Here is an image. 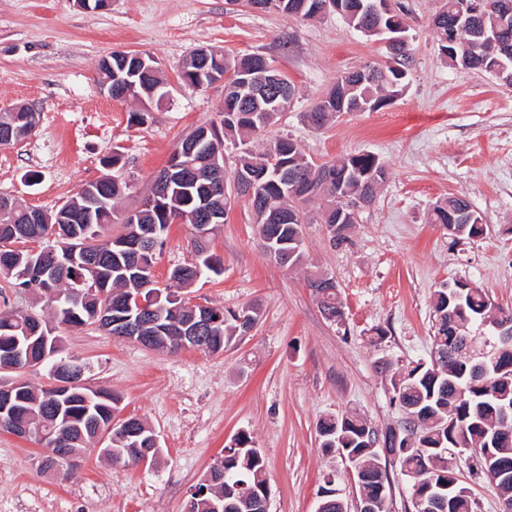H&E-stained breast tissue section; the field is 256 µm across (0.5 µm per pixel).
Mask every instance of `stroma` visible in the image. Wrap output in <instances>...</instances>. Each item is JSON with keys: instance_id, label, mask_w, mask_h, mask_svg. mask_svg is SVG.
Instances as JSON below:
<instances>
[{"instance_id": "stroma-1", "label": "stroma", "mask_w": 512, "mask_h": 512, "mask_svg": "<svg viewBox=\"0 0 512 512\" xmlns=\"http://www.w3.org/2000/svg\"><path fill=\"white\" fill-rule=\"evenodd\" d=\"M411 45L410 78L377 111L346 112L322 129L304 119L343 72L390 59L384 37H365L333 13L304 20L257 12L245 0H111L102 10L75 0H0V107L38 117L26 139L0 147V195L56 210L101 161L122 155L127 210L148 193L177 144L217 120L223 84L195 89L179 78L184 60L210 46L231 59L261 54L296 88L281 118L249 141L253 150L291 138L312 162L354 152L388 169L376 201L332 244L324 224L302 225L304 262L289 268L264 250L251 207L236 199L209 243L223 270L195 282L192 302L227 311L254 304V329L224 351L151 350L86 326L62 329L64 353L91 386L112 391L122 414L160 440L150 468L86 454L70 474L40 472L44 444L0 431V512H183L222 449L248 435L265 459L268 512H315L325 476L338 478L347 512L360 496L351 467L323 451L321 418L350 413L378 431L400 428L392 378L433 351L432 299L441 284L467 281L512 310V86L450 65L432 19L439 0H401ZM152 56L167 89L159 101L115 100L97 83L113 51ZM144 121H137V113ZM465 197L482 237L457 241L431 221L437 200ZM191 225L171 224L154 274L195 260ZM333 277L344 324L325 319L309 272Z\"/></svg>"}]
</instances>
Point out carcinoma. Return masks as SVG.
I'll use <instances>...</instances> for the list:
<instances>
[{
    "mask_svg": "<svg viewBox=\"0 0 512 512\" xmlns=\"http://www.w3.org/2000/svg\"><path fill=\"white\" fill-rule=\"evenodd\" d=\"M512 0H481L485 4L478 13L469 16L467 10L475 0H443L434 15L432 25L436 31L438 50L452 65L465 70L489 72L491 65L503 69V77L512 74V8L505 2ZM285 8L303 19L313 18L312 9L318 0H284ZM342 18L354 28L369 33L375 26L388 27V17L372 11L374 0H340ZM494 31L501 40V53L493 63L483 45V31ZM395 65L376 62L365 64L372 77L363 81L353 79L346 86L340 82L328 91L330 108L314 103L306 113L308 122L316 129L326 125L328 119L339 111L366 112L384 107L390 92L400 87L408 77L410 51L391 49ZM264 56L253 54L238 61L223 59L224 71H247L260 64ZM162 84L158 72L145 79L136 80V87L124 98H148L144 87ZM288 106L274 107L263 101L253 106L251 118L231 117L240 112L232 102V93L224 94L218 113L220 125L207 127V138L196 143L194 133L179 142L166 169H171L178 155L192 164L193 172L186 179H173L161 203L151 208H134L123 212L120 230L113 235L111 247L91 233L90 228L104 229L111 226L116 213L115 205L123 198L124 187L118 171L121 157L115 153L105 165L112 168L96 181L83 185L65 206L53 213L37 208L17 206L0 211V231L14 232L29 241H40L55 236L54 244L35 254L31 249L17 251L7 262H0V281L8 287L28 290L30 275L36 273L41 253L57 249L69 252L65 263L58 266L54 280L38 288L47 297L53 311L54 322L69 328L99 323V313L113 299L128 301L137 306V298L153 299L156 313L152 320L142 322L141 334L162 340L172 333L177 324L196 318L189 301L180 289L192 285L207 272L220 273L219 262L209 254V239L196 238V262L177 266L169 274L171 286L160 287L154 276V254L163 244L170 224L180 218L191 226L199 224L202 201H208L212 213L227 216L229 207L224 194L211 193L217 183L225 180L211 164L214 152H224V136L232 134L245 146L239 158V168L256 176L252 190H243L252 210L264 206L272 209L294 210L301 220L293 224H257L260 238H269L264 244L268 254L278 263L296 266L303 262L304 253L300 225L313 221L312 207L321 211V220L338 226L335 244L350 239V224H336L338 197L366 195L376 197L377 187L386 180L387 169L373 154L351 153L336 161L316 165L286 138L268 143L262 151L247 148L246 137L264 130L274 123ZM93 194L110 197L109 206L102 211L86 215V221L72 223L70 217L83 214L87 198ZM470 205L461 196H449L435 203L432 223L450 229L454 239H473L484 235L485 224L481 217L469 219ZM156 230V241L139 252L131 261H125L120 244L135 240L147 229ZM320 308L336 314L338 324H343L344 304L341 294L330 293L318 298ZM492 307L489 295L481 288H469L460 281L445 284L434 291L433 347L443 351L437 361L411 364L392 382L393 399L399 404L417 407L423 422L418 424L405 419L400 428L403 437L395 440V433L388 431L384 440L398 443L392 460L399 464L400 474L408 480L409 489H437L438 485L456 480L453 462H464L470 474L479 478L505 464L511 472L496 484L499 494L512 495V439H494V431L504 420L512 423V374L499 373L497 368L512 365V340L503 341L496 334L472 332L484 326ZM210 316L217 317L208 335L211 336L210 352L218 353L236 337L243 335L236 314L213 307ZM36 323L30 315L0 316V352L18 346L25 347L26 356L36 360L41 356L38 345L24 346L27 328ZM119 399L104 388L66 387L63 392L35 389L26 383L19 386L16 409L18 418L41 425L50 434L44 444L51 454L39 460L44 468L59 453L54 444L58 432L65 435L66 447L83 450L96 436L97 429L106 428L112 421ZM323 448H347L351 454L353 470L366 472L382 480L388 488L377 512H390L391 488L387 470L377 464V450L371 448L378 432L366 421L344 413L324 418L317 423ZM412 436L413 444L406 447L405 436ZM112 438L119 445L113 447L116 461L135 463L130 442L121 431H112ZM458 448H477L480 453L455 456ZM224 470L231 479L215 476L216 485L222 487L223 504L241 502V493L247 498L263 496L266 488L264 458L246 435L235 439V446L224 448ZM212 494L190 496L184 512H214Z\"/></svg>",
    "mask_w": 512,
    "mask_h": 512,
    "instance_id": "1",
    "label": "carcinoma"
}]
</instances>
